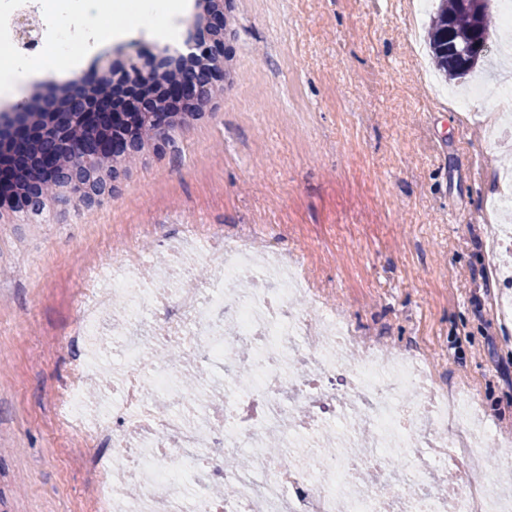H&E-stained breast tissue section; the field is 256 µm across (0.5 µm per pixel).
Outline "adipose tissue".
<instances>
[{"mask_svg": "<svg viewBox=\"0 0 512 512\" xmlns=\"http://www.w3.org/2000/svg\"><path fill=\"white\" fill-rule=\"evenodd\" d=\"M184 7V0H134L129 11L128 24L124 28L111 31L100 15L98 0H84L81 12L66 20L67 25L76 26L80 32V47L65 53L64 58L71 63H79L84 52L92 49L108 33L119 39L128 32L142 28L150 34L166 36L172 18L179 15Z\"/></svg>", "mask_w": 512, "mask_h": 512, "instance_id": "1", "label": "adipose tissue"}]
</instances>
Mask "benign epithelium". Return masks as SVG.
Wrapping results in <instances>:
<instances>
[{
    "instance_id": "1",
    "label": "benign epithelium",
    "mask_w": 512,
    "mask_h": 512,
    "mask_svg": "<svg viewBox=\"0 0 512 512\" xmlns=\"http://www.w3.org/2000/svg\"><path fill=\"white\" fill-rule=\"evenodd\" d=\"M194 42L196 56L201 64L185 70L176 81L164 85V95L172 105L196 102L211 91L222 78L224 69V7L210 9L203 14V22L196 27ZM141 63L116 70L105 68L98 77L108 85L107 92L99 96H88L82 85H74L65 96L69 104L62 108L72 123L81 126H100L106 135L92 141L75 140L70 144L73 162L61 166L53 153L43 159V176L49 181L58 180L68 185L71 199L91 205L99 196L89 191L86 173L100 161L112 160V155L128 148L134 141L136 131L130 116L134 112H145L149 103L141 98V87L150 85L156 74L163 71L165 58L140 55ZM49 142L52 137L47 129L29 125L28 135L14 141L11 148L15 157L24 155L27 144L32 141ZM42 197L17 193L14 165L0 164V207L14 210H33L40 206Z\"/></svg>"
}]
</instances>
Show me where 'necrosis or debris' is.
I'll use <instances>...</instances> for the list:
<instances>
[{
    "label": "necrosis or debris",
    "instance_id": "necrosis-or-debris-1",
    "mask_svg": "<svg viewBox=\"0 0 512 512\" xmlns=\"http://www.w3.org/2000/svg\"><path fill=\"white\" fill-rule=\"evenodd\" d=\"M202 244L209 282L151 280L130 244L119 275L87 285L100 309L120 300L127 311L112 326L126 368L84 429L112 447L111 460H90L103 512H512L511 497L493 500L480 481L448 482L449 462L468 468L489 439L512 434L481 427L424 349L397 353L384 337L354 335L343 309L317 305L302 267L253 225L210 230ZM254 272L271 288H240ZM159 310L165 327L153 334L144 321ZM163 345L187 347L208 368L231 362L222 403L187 399L185 367L148 358ZM340 368L350 387L339 394L328 383ZM315 393L342 414L360 411L371 437L335 431L311 405ZM272 432L281 453L263 449ZM328 437L337 451H325ZM416 446L426 462L397 468L399 449Z\"/></svg>",
    "mask_w": 512,
    "mask_h": 512
}]
</instances>
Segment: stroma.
Masks as SVG:
<instances>
[{"mask_svg": "<svg viewBox=\"0 0 512 512\" xmlns=\"http://www.w3.org/2000/svg\"><path fill=\"white\" fill-rule=\"evenodd\" d=\"M412 0H231L224 81L200 116L148 140L99 203L44 199L42 214L0 209V512H94L84 458L96 442L55 403L91 272L128 240L147 276L175 285L201 268L203 230L258 231L298 260L326 307L358 334L424 344L446 378L475 390L486 424L512 428V323L487 309L482 220L512 167V142L459 111ZM176 47L136 30L103 39L74 67L0 92V131L18 107L81 83L104 61Z\"/></svg>", "mask_w": 512, "mask_h": 512, "instance_id": "35a3bbf8", "label": "stroma"}]
</instances>
